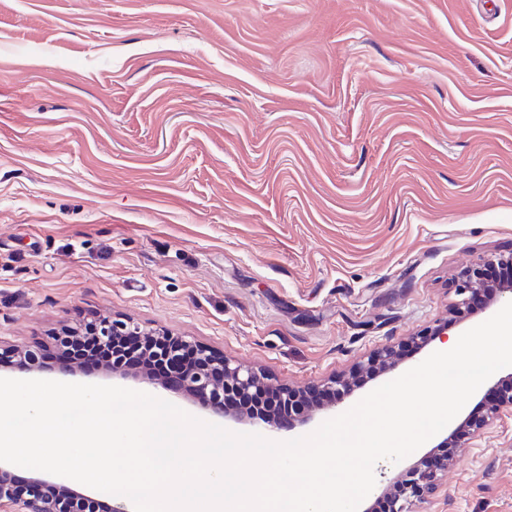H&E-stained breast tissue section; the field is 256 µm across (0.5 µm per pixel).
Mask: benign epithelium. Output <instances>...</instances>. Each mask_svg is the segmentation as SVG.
Wrapping results in <instances>:
<instances>
[{
  "instance_id": "7a95c632",
  "label": "benign epithelium",
  "mask_w": 512,
  "mask_h": 512,
  "mask_svg": "<svg viewBox=\"0 0 512 512\" xmlns=\"http://www.w3.org/2000/svg\"><path fill=\"white\" fill-rule=\"evenodd\" d=\"M483 264L479 263L469 268L462 280L457 284L456 293L459 299L454 305V312L461 313L469 304L473 294L487 291L489 304H494L504 294H512V285L508 284L491 287L485 285L480 277ZM103 336L102 342H115L118 338L130 332H139L141 328L124 319H100L93 321ZM194 349L201 365L197 368L186 369L178 362L179 346L156 344L152 340L142 343L139 354L148 361L170 360V379L165 381V389L174 394L200 395L208 397L210 410L234 423H246L262 429L272 436L284 431H291L304 426L323 411L315 403L305 411L288 416L282 420L272 416L253 413L247 409L234 412L224 407V394L233 390L241 395L249 394L261 385L258 374L242 365H236L226 359L215 356L207 347L196 345ZM23 357L30 370L39 369L42 361L49 355V348L36 346L18 352ZM401 357V349L385 345L378 348L367 361L356 367V373L376 371L388 373L394 370ZM501 391L492 402L490 414L497 416H512V373L508 379L500 383ZM473 424L468 418H463L446 436L435 442L428 455L432 456L433 464L428 467L421 462L412 464L409 468L398 472L382 487L380 496L392 499V512H407V506L417 500H425L436 490L439 473L448 469L458 442L470 431ZM45 480L40 476L31 478V487L25 493L15 490L13 473L9 467L0 464V512H129L124 505L108 503L73 490L61 483H54L56 495L49 497L44 491Z\"/></svg>"
}]
</instances>
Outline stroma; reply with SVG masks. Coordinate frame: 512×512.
Instances as JSON below:
<instances>
[{
	"label": "stroma",
	"mask_w": 512,
	"mask_h": 512,
	"mask_svg": "<svg viewBox=\"0 0 512 512\" xmlns=\"http://www.w3.org/2000/svg\"><path fill=\"white\" fill-rule=\"evenodd\" d=\"M512 252V0H0V347L122 317L320 386ZM198 398L61 359L0 378ZM409 512H512V417Z\"/></svg>",
	"instance_id": "obj_1"
}]
</instances>
